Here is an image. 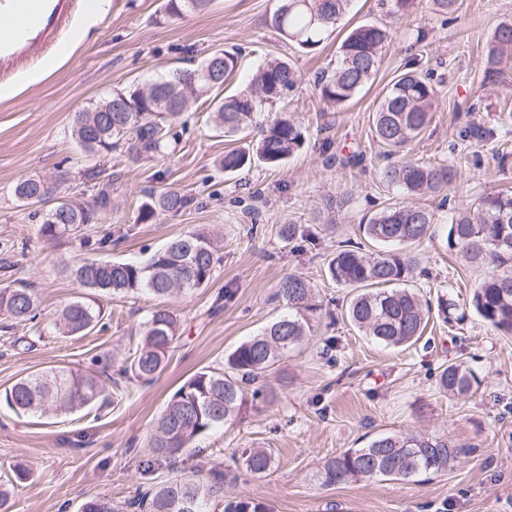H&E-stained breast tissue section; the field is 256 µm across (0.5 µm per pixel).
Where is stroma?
Returning a JSON list of instances; mask_svg holds the SVG:
<instances>
[{
  "mask_svg": "<svg viewBox=\"0 0 512 512\" xmlns=\"http://www.w3.org/2000/svg\"><path fill=\"white\" fill-rule=\"evenodd\" d=\"M164 0H111L91 36L77 40L85 23L83 0H50L49 21L24 45L0 52V288L29 283L39 297L37 316L18 322L0 312V392L19 377L51 368L97 369L118 375L142 340L151 310L163 305L179 320L163 372L149 382L122 381L106 404L67 416L20 415L0 399V483L12 489L13 512H78L95 497L125 506L137 491L195 467L237 471L246 448H270L275 464L258 478L237 471L226 499H244L269 512H512V334L491 328L476 313L462 322L431 317L409 347L387 348L363 336L343 315L347 288L326 274L337 241L359 234L371 199H388L378 171L384 161L370 131L383 89L406 64L434 72L441 98L408 157L455 166L444 195L473 203L480 195L512 188V71L487 82L480 60L496 26L512 20V0H460V19L445 22L431 0L410 14H391L388 0H351L335 33L315 51L285 50L265 21L278 0H213L209 9L163 19ZM391 30L373 84L344 107H327L317 79L334 65L338 47L358 24ZM241 50L240 68L226 93L245 86L265 57L288 54L301 74L290 110L305 142L279 169L255 167L234 174L219 165L229 144L213 130L208 105L184 113L166 157L146 162L113 156L107 166L86 157L71 137L72 116L112 89L142 84L169 71L196 67L218 49ZM43 78L26 82L29 72ZM466 126L493 129V139L460 140ZM358 165L345 164L351 151ZM484 158L474 168L472 154ZM54 184L56 193L92 202L111 184L112 205L84 237L45 240L31 206L13 189L24 178ZM179 190L194 204L179 214L159 213L146 224L139 207L150 194ZM350 192L335 226L315 221L325 195ZM302 235L287 242L281 225ZM206 228L219 264L212 281L159 300L146 293L103 296L102 322L82 337L60 335L56 313L82 296L74 269L88 257L146 261L175 236ZM110 229L111 247L91 251L84 238ZM447 224L417 248L426 276L412 283L428 301L468 302L497 266L473 267L447 245ZM310 280L324 310L310 336L256 383L237 420L197 437L172 457L152 448L156 420L168 398L195 372L219 369L225 356L259 333L284 310L275 299L287 274ZM466 362L479 376L478 391L451 397L437 385L448 360ZM444 435L465 451L448 469L414 482L381 479L324 485L320 470L331 456L365 446L384 432ZM23 464L26 480L13 467Z\"/></svg>",
  "mask_w": 512,
  "mask_h": 512,
  "instance_id": "35a3bbf8",
  "label": "stroma"
}]
</instances>
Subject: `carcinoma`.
Segmentation results:
<instances>
[{"mask_svg":"<svg viewBox=\"0 0 512 512\" xmlns=\"http://www.w3.org/2000/svg\"><path fill=\"white\" fill-rule=\"evenodd\" d=\"M349 0H278L266 26L284 45L314 51L336 29ZM211 0H165L164 18L206 10ZM390 40L389 30L377 24L353 28L339 46L336 67L318 78L326 105L337 108L350 102L375 80L382 50ZM238 53L220 49L193 69L177 70L148 85L115 88L91 108L74 114L71 135L88 155L99 160L118 151L130 159L153 160L167 155L170 127L202 99L210 101L214 127L226 137L250 130L257 114L276 116L259 126L256 143L224 152L220 165L235 173L254 164L279 168L301 146V126L288 111V99L301 81L286 57L264 61L252 80L237 92L224 94L233 77ZM484 73L492 78L512 66V21L494 30L482 59ZM440 83L427 71L409 68L382 92L372 112L370 129L384 149L386 164L380 182L395 190L401 200L382 203L359 225L363 240L339 242L327 263L331 280L352 289L346 316L364 335L387 346L416 342L429 321L431 307L410 284L419 266L414 247L431 235L439 223L437 210L428 201L457 176L451 165L409 160L400 155L419 139L431 122ZM43 181L27 178L17 183L18 199L37 204ZM347 193L328 197L316 210L320 224L334 223L333 214L350 203ZM96 208L68 200L56 203L41 215L40 232L48 240L78 236L93 224L96 209L111 204L110 189L96 196ZM192 198L175 190L150 195L139 209L138 220L147 222L157 212L180 213ZM448 249L473 266L503 264L512 259V190L488 193L476 203L448 209ZM217 259L208 234L192 232L171 239L140 263L87 258L74 274L87 293L63 306L55 323L64 336H83L94 330L103 313L98 297L125 296L147 290L167 297L175 292L202 288L212 280ZM288 312L260 333L239 344L220 369H202L191 375L169 398L154 434L158 455L172 456L208 430L233 421L246 396L247 386L272 369L299 345L320 318L322 302L313 284L294 274L278 283ZM471 306L494 328L512 334V272L493 274L475 289ZM38 296L27 284L0 289V311L25 322L35 318ZM178 320L173 312L159 308L144 323L143 342L120 376L149 381L159 374L177 338ZM481 380L469 366L450 362L440 372L439 389L453 397L474 393ZM5 403L23 414L70 415L108 399L103 380L93 371L51 368L21 376L4 390ZM461 451L445 436L414 432L383 433L362 448H350L328 459L322 468L325 484L353 478H383L410 481L444 471ZM236 463L256 477L273 468L268 448H248ZM226 475L221 471H183L138 493L127 503L135 512H207L209 503L224 498ZM80 512H118L105 498H93ZM224 512H266L264 505L230 499Z\"/></svg>","mask_w":512,"mask_h":512,"instance_id":"cac0c4a2","label":"carcinoma"}]
</instances>
